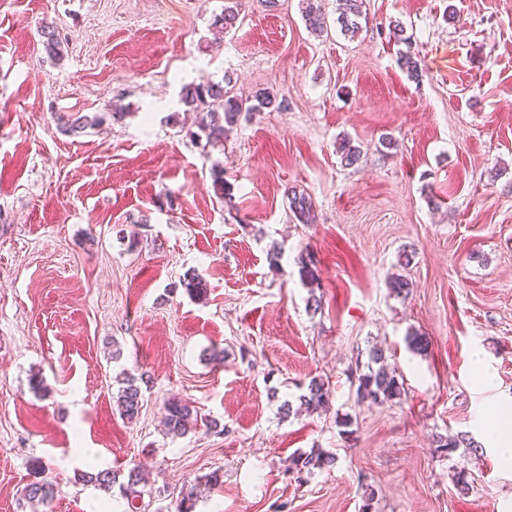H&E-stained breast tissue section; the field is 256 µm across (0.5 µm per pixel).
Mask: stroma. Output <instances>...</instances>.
I'll return each instance as SVG.
<instances>
[{"label": "stroma", "mask_w": 512, "mask_h": 512, "mask_svg": "<svg viewBox=\"0 0 512 512\" xmlns=\"http://www.w3.org/2000/svg\"><path fill=\"white\" fill-rule=\"evenodd\" d=\"M229 1L0 0V512H33L21 490L40 479L58 488L45 512H129L119 490L76 482L84 448L100 469L143 466L149 512H179L216 470L223 486L194 512H512V463L485 436L512 409V0H364L352 37L336 0L321 2L322 36L301 0H234L236 23L216 28ZM208 80L283 106L205 147L179 91ZM58 112L104 121L67 135ZM292 189L315 223L295 219ZM191 272L204 299L180 285ZM374 346L404 387L383 404L357 402L353 383ZM124 372L144 394L132 420ZM315 377L328 409L282 417ZM173 399L220 431L167 435ZM460 432L477 448L439 450ZM316 448L334 464L296 482L289 458ZM123 374L124 376L121 379L123 386L118 397V406L121 415L132 420L139 415L144 405V394L140 385L137 384V378L131 374Z\"/></svg>", "instance_id": "35a3bbf8"}]
</instances>
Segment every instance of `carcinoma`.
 I'll use <instances>...</instances> for the list:
<instances>
[{
  "label": "carcinoma",
  "instance_id": "cac0c4a2",
  "mask_svg": "<svg viewBox=\"0 0 512 512\" xmlns=\"http://www.w3.org/2000/svg\"><path fill=\"white\" fill-rule=\"evenodd\" d=\"M305 4L304 17L308 27L315 33L324 32V16L319 0H302ZM363 0H342V11L337 23L346 33L356 34L361 29L359 19L366 18L362 10ZM42 42L47 54L53 58L60 55L62 40L55 28L48 24L41 29ZM181 103L192 112L200 115L199 133L195 137H205L206 145L215 147L224 143L226 128L237 124L243 112L242 103L226 96L224 84L208 82L206 84H186L181 89ZM57 127L64 133L74 134L87 128H94L103 122L99 115H87L79 112L58 113L55 115ZM289 207L303 224L313 222V206L311 200L303 194L291 191L288 194ZM299 276L302 282L314 284L320 278L319 269L313 260L307 258L300 262ZM181 286L196 298L206 293L205 281L196 274L182 280ZM404 390L396 374L385 365V354L380 348L369 350L367 371L357 375L356 397L358 402L384 403L401 396ZM330 399V389L321 379H312L307 392L300 396L304 408L315 411L326 405ZM144 405V394L138 379L131 374H124L122 389L118 397V406L123 417L136 418ZM165 424L168 433L181 437L198 425V412L190 401L171 400L164 406ZM334 461V458L316 448L309 453H299L289 459L288 471L300 481L320 468ZM81 482L89 483L97 489L110 492L117 484L118 475L109 469L93 468L78 476ZM142 475L138 468L131 467L127 471L126 481L120 484L124 496L130 500L131 512H141L136 501L141 499L143 492L138 490ZM57 493L56 485L41 479L28 483L22 491V497L32 506H47Z\"/></svg>",
  "mask_w": 512,
  "mask_h": 512
}]
</instances>
